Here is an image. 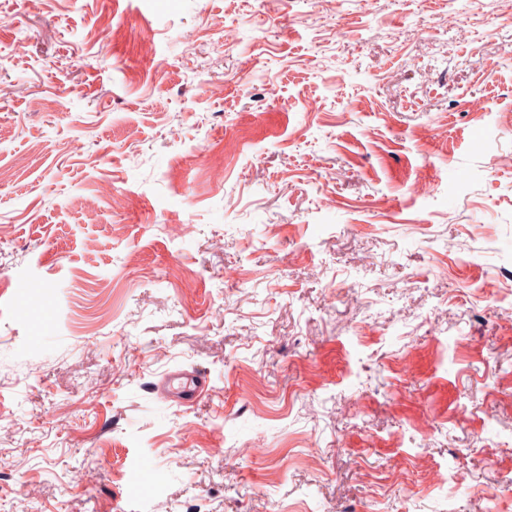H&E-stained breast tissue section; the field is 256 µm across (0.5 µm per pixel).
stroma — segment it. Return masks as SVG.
<instances>
[{
  "instance_id": "1",
  "label": "stroma",
  "mask_w": 512,
  "mask_h": 512,
  "mask_svg": "<svg viewBox=\"0 0 512 512\" xmlns=\"http://www.w3.org/2000/svg\"><path fill=\"white\" fill-rule=\"evenodd\" d=\"M501 10L0 0V512H512ZM207 384L208 381L204 374L193 372L190 381L180 387L177 393L178 400L186 405L195 404L205 394Z\"/></svg>"
}]
</instances>
